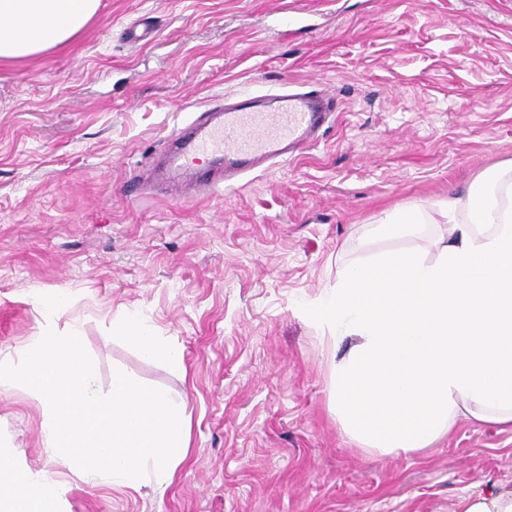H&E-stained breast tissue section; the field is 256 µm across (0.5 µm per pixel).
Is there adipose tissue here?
I'll return each instance as SVG.
<instances>
[{
  "instance_id": "1",
  "label": "adipose tissue",
  "mask_w": 512,
  "mask_h": 512,
  "mask_svg": "<svg viewBox=\"0 0 512 512\" xmlns=\"http://www.w3.org/2000/svg\"><path fill=\"white\" fill-rule=\"evenodd\" d=\"M100 0H0V61L68 44ZM512 185L477 175L439 205L448 235L427 259L397 250L341 268L306 313L335 342H358L333 363V406L347 433L383 452L426 450L457 418L512 426ZM125 338L177 366L181 350L142 319ZM54 479L0 451V512H59Z\"/></svg>"
}]
</instances>
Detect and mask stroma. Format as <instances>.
<instances>
[{"instance_id": "1", "label": "stroma", "mask_w": 512, "mask_h": 512, "mask_svg": "<svg viewBox=\"0 0 512 512\" xmlns=\"http://www.w3.org/2000/svg\"><path fill=\"white\" fill-rule=\"evenodd\" d=\"M285 88L335 112L284 164L192 201L156 177L202 112ZM512 162V0H101L66 46L0 61V362L46 329L183 402L166 489L73 473L42 405L0 385V449L57 480L62 512H456L512 488V430L458 420L432 448L363 449L331 410L335 342L308 302L346 264L436 259L438 205ZM424 222L382 237L384 213ZM60 290L46 320L36 299ZM181 349L121 336L129 315ZM124 338L148 359L163 360L174 366L181 365L182 351L162 336H157L140 318H128Z\"/></svg>"}]
</instances>
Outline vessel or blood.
Returning <instances> with one entry per match:
<instances>
[{"instance_id": "obj_1", "label": "vessel or blood", "mask_w": 512, "mask_h": 512, "mask_svg": "<svg viewBox=\"0 0 512 512\" xmlns=\"http://www.w3.org/2000/svg\"><path fill=\"white\" fill-rule=\"evenodd\" d=\"M320 117L309 94L289 93L278 96L276 105L264 110L245 102L225 108L220 120L199 121L193 135L182 140L171 156L180 175L170 186L173 198L184 200L188 186L209 191L229 186L256 164L294 157L315 141ZM201 157L223 162V171L203 177L195 164Z\"/></svg>"}]
</instances>
